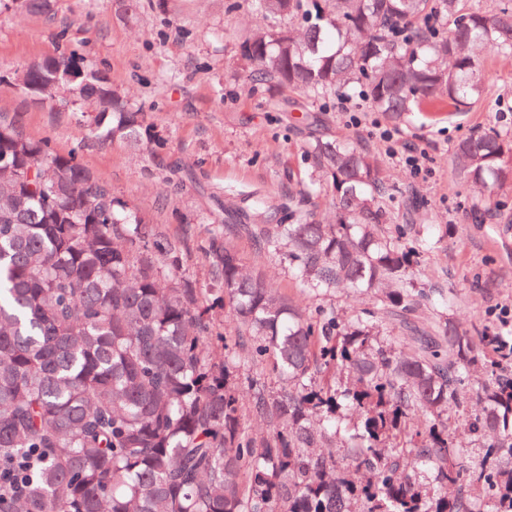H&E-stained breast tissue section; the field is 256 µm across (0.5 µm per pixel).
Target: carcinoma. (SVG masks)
I'll return each mask as SVG.
<instances>
[{"label": "carcinoma", "mask_w": 512, "mask_h": 512, "mask_svg": "<svg viewBox=\"0 0 512 512\" xmlns=\"http://www.w3.org/2000/svg\"><path fill=\"white\" fill-rule=\"evenodd\" d=\"M48 13L52 0H0ZM241 57L251 79L314 96L354 94L401 121L436 101L483 98L479 67L512 52V0H252ZM288 19L273 28L270 22ZM21 94L86 118L106 142L147 134L105 71L73 55L0 75ZM310 194L334 214L224 211L209 238L210 287L181 251L112 194L78 151L55 152L0 114V512H512V331L474 336L416 325L411 253L382 231L390 187L379 160L316 138ZM454 162L488 206L512 185V137L458 142ZM285 252L304 290L382 292L404 358L375 313L306 310L254 275L231 242ZM246 339L255 380L245 424L224 313ZM484 448L463 464L450 421ZM434 473V483L422 481Z\"/></svg>", "instance_id": "obj_1"}]
</instances>
